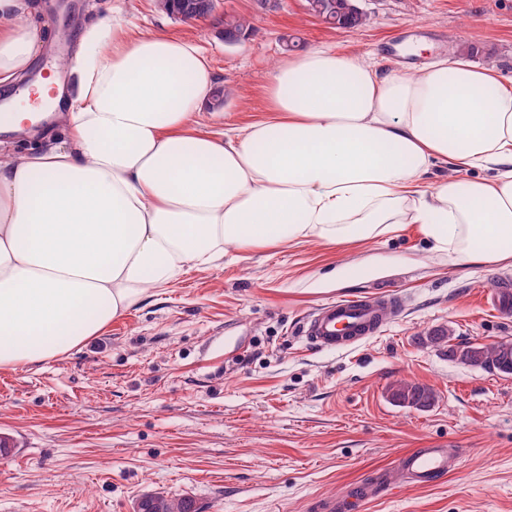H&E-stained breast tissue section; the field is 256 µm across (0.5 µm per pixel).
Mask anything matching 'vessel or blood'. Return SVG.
<instances>
[{"instance_id": "b4317fda", "label": "vessel or blood", "mask_w": 512, "mask_h": 512, "mask_svg": "<svg viewBox=\"0 0 512 512\" xmlns=\"http://www.w3.org/2000/svg\"><path fill=\"white\" fill-rule=\"evenodd\" d=\"M402 309L398 294L382 289L371 295L339 298L315 309L303 321L300 332L309 344L333 350L359 345L376 336L389 317ZM463 452L453 448H415L398 460L407 482L417 487L436 484L460 469ZM392 485L387 471H376L372 480L358 484L359 499L384 494Z\"/></svg>"}]
</instances>
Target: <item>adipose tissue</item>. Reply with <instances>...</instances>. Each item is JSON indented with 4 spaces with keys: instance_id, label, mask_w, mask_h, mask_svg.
Listing matches in <instances>:
<instances>
[{
    "instance_id": "adipose-tissue-1",
    "label": "adipose tissue",
    "mask_w": 512,
    "mask_h": 512,
    "mask_svg": "<svg viewBox=\"0 0 512 512\" xmlns=\"http://www.w3.org/2000/svg\"><path fill=\"white\" fill-rule=\"evenodd\" d=\"M40 11L0 0V89L63 38L33 24ZM73 39L63 141L0 146V368L61 358L232 250L413 224L434 256L506 259L512 75L459 55L389 71L315 48L275 65L267 118L225 131L199 120L214 82L194 40L108 16Z\"/></svg>"
}]
</instances>
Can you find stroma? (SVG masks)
Segmentation results:
<instances>
[{
  "instance_id": "obj_1",
  "label": "stroma",
  "mask_w": 512,
  "mask_h": 512,
  "mask_svg": "<svg viewBox=\"0 0 512 512\" xmlns=\"http://www.w3.org/2000/svg\"><path fill=\"white\" fill-rule=\"evenodd\" d=\"M41 21L80 30L108 14L202 48L215 85L233 90L224 123L265 117L271 70L302 50L344 46L415 69L449 47L512 74V0H360L371 23L336 29L304 0H223L182 21L157 0H43ZM254 16L224 42V14ZM512 278V257L448 263L416 227L384 242L268 245L190 271L56 360L0 370V512H135L146 493L190 498L197 512H314L414 448H462V467L419 489L401 476L359 512H512V374L471 368L427 343H512V314L484 297ZM399 293L400 313L365 343L312 348L297 323L313 308ZM402 381L429 386L431 407L395 403Z\"/></svg>"
}]
</instances>
